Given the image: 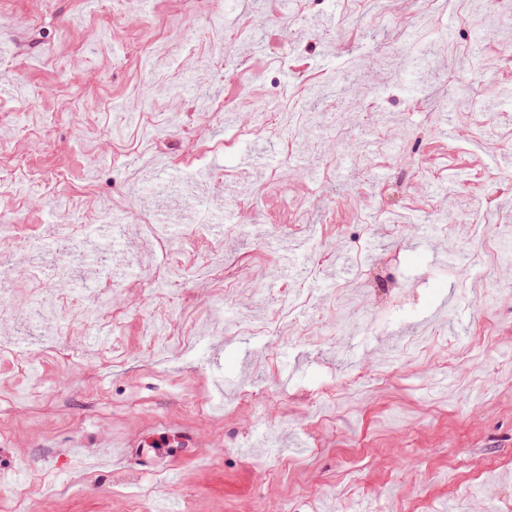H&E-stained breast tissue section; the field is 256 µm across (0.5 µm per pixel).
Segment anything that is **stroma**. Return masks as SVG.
Here are the masks:
<instances>
[{
	"label": "stroma",
	"instance_id": "obj_1",
	"mask_svg": "<svg viewBox=\"0 0 512 512\" xmlns=\"http://www.w3.org/2000/svg\"><path fill=\"white\" fill-rule=\"evenodd\" d=\"M478 11L474 0L432 11L424 0H116L109 11L94 0H0V108L23 124L46 105L40 89L60 85L82 112L56 130L47 171H65L72 191L95 172L99 196L128 216L143 212V187L164 186L152 213L179 260L213 241L240 271L226 309L219 285L182 280L170 316L196 338L187 351L140 352L161 322L154 248L135 230L112 249L113 270L143 288L119 294L124 344L111 364L59 363L23 307L0 316L39 354L44 387L31 399L15 376L0 391V468L23 481L38 461L42 490L57 494L44 512H125L142 486L145 512H265L272 500L281 512L512 503V295L493 294L479 264L483 241L512 226V104L442 117L464 86L512 89V61L500 59L512 16L484 43L494 68L440 48L470 43L459 16ZM34 13L44 19L31 30ZM214 21L234 36L220 66L201 46ZM160 37L184 53L151 74L138 49ZM412 39L439 47L421 74L403 61ZM365 55L372 70L355 101L341 76ZM259 99L303 104L312 119L292 156L278 132L236 137L259 123ZM92 122L99 137L87 153ZM244 195L258 205L239 209ZM447 197L467 227L436 229ZM288 207L297 222H285ZM24 208L70 237L85 290L96 224L71 223L39 196ZM487 322L471 361L461 346ZM352 378L358 386L341 389ZM258 390L264 405L242 400ZM42 446L96 461L97 484L72 490L52 458H37ZM218 451L222 466H205ZM278 453L294 473L274 485L263 469ZM293 484L311 496L290 494Z\"/></svg>",
	"mask_w": 512,
	"mask_h": 512
}]
</instances>
